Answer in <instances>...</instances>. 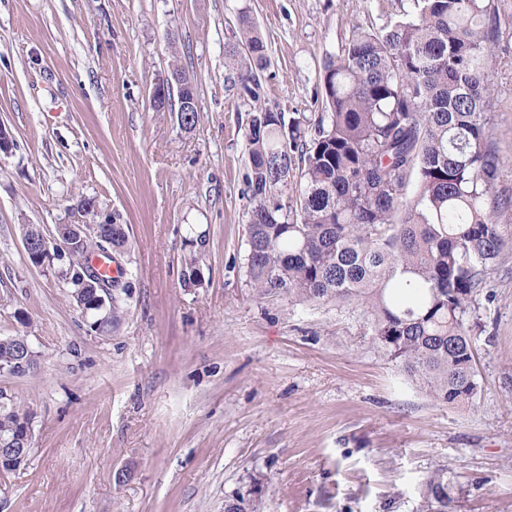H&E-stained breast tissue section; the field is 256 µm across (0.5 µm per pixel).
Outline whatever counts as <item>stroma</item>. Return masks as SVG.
<instances>
[{
	"mask_svg": "<svg viewBox=\"0 0 512 512\" xmlns=\"http://www.w3.org/2000/svg\"><path fill=\"white\" fill-rule=\"evenodd\" d=\"M496 191L512 199V0H489ZM411 0H0V337L35 371L0 374L34 413L29 465L0 512H417L444 471L448 512H512V250L470 312L478 392L433 400L371 342L360 306L261 296L247 273V118L320 112L327 57ZM268 49L257 97L228 49L241 18ZM202 117L151 94L171 62ZM128 227V313L100 334L22 227L78 224L81 200ZM197 251L202 285L180 283Z\"/></svg>",
	"mask_w": 512,
	"mask_h": 512,
	"instance_id": "stroma-1",
	"label": "stroma"
}]
</instances>
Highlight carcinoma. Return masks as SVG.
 <instances>
[{
  "label": "carcinoma",
  "mask_w": 512,
  "mask_h": 512,
  "mask_svg": "<svg viewBox=\"0 0 512 512\" xmlns=\"http://www.w3.org/2000/svg\"><path fill=\"white\" fill-rule=\"evenodd\" d=\"M489 20L487 0H413L406 17L355 28L325 60L320 115L287 122L259 109L245 132L251 287L295 303L363 305L372 343L447 404L477 394L467 317L508 247L496 192L504 161L486 132L497 42ZM241 23L250 67L262 70L267 46L248 18ZM107 240L125 249L127 225L96 224L68 253L71 297L84 288L85 254ZM198 268L196 256L185 258L183 287L202 284ZM104 282L113 285L110 332L131 284ZM12 340L0 344V371L24 375L18 346L27 336ZM32 416L9 401L0 438ZM449 502L448 481L431 476L419 512H448Z\"/></svg>",
  "instance_id": "cac0c4a2"
}]
</instances>
